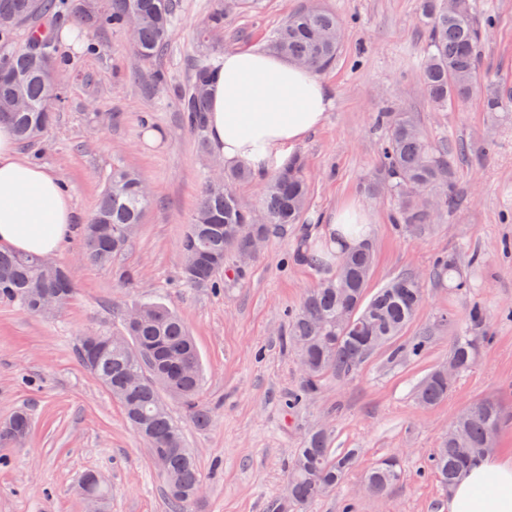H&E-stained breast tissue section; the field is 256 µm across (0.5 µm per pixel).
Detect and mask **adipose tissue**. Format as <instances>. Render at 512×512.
Here are the masks:
<instances>
[{
	"label": "adipose tissue",
	"mask_w": 512,
	"mask_h": 512,
	"mask_svg": "<svg viewBox=\"0 0 512 512\" xmlns=\"http://www.w3.org/2000/svg\"><path fill=\"white\" fill-rule=\"evenodd\" d=\"M209 91L207 128L215 153L226 166L257 176L279 166L286 148L318 128L330 103L314 70L251 50L225 53ZM73 222L71 198L57 176L22 155L11 126L0 123V246L55 254ZM372 222L365 206L351 203L331 211L320 233L340 256L370 240ZM448 512H512V461L478 457L449 491Z\"/></svg>",
	"instance_id": "1"
}]
</instances>
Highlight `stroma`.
<instances>
[{"label": "stroma", "instance_id": "obj_1", "mask_svg": "<svg viewBox=\"0 0 512 512\" xmlns=\"http://www.w3.org/2000/svg\"><path fill=\"white\" fill-rule=\"evenodd\" d=\"M421 0H262L232 11L224 33L197 39L212 0H176L172 34L155 59L139 57L124 30H80L70 12L39 24L65 59L57 71L65 102L50 128L21 150L50 169L87 223L113 167L141 174L150 195L130 248L112 266L83 261L72 234L55 263L68 267L74 295L58 315L28 313L0 302V419L24 408L31 437L0 446V512H87L84 475L99 474L103 512H169L165 483L146 442L119 403L79 363L87 333L120 330L125 312L159 300L183 317L203 368L200 399L212 410L209 427L186 426L202 491L191 512H278L288 494V464L312 431L329 432L336 452L353 448L358 462L336 489L297 512H447L448 492L426 465L456 417L482 399L499 402L506 419L493 450L512 458V119L491 118L482 90L439 110L421 81L425 36ZM495 25L482 46L481 77L512 92V0H479ZM336 14L343 35L336 60L320 77L332 105L320 128L294 146L306 165L309 199L303 220L268 240L220 290L193 288L181 277L180 239L202 186L219 171L206 131L187 127L178 96L202 57L222 63L225 52L266 49L267 36L295 11ZM98 51H89V43ZM163 83H155V74ZM411 113L429 140L463 143L456 158L459 203L433 217L424 231L396 225V196L364 189L383 144L375 117L385 106ZM161 136L147 143L142 134ZM357 202L375 219L369 287L414 275L424 299L402 335L430 339L424 358L391 362L371 356L352 377H328L304 405L287 406L302 378L298 353L285 347L288 314L331 274L333 261L313 268L298 258L306 231L338 205ZM479 265H471L472 257ZM454 259L468 287L439 283V260ZM486 320L476 363L459 373L446 400L426 408L415 398L421 380L448 361L453 336L473 306ZM452 316L443 323L442 315ZM395 456L401 477L383 497L366 489L368 470Z\"/></svg>", "mask_w": 512, "mask_h": 512}]
</instances>
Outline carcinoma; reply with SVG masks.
I'll use <instances>...</instances> for the list:
<instances>
[{
	"mask_svg": "<svg viewBox=\"0 0 512 512\" xmlns=\"http://www.w3.org/2000/svg\"><path fill=\"white\" fill-rule=\"evenodd\" d=\"M260 0H216L202 37L224 30L228 14L238 6L255 9ZM60 9L58 0H0V41L10 40L15 30L36 23ZM75 17L92 29L120 30L130 16L139 20L138 55L155 57L166 45L172 30L175 0H73ZM425 21L427 55L421 79L434 107L444 109L467 100L475 89L481 65L483 30L492 19L478 9V0H421ZM342 24L336 15L318 10L291 14L268 36V47L277 54L315 70L328 68L336 58ZM60 64L57 47L34 28L28 43L0 59V122L8 123L15 136L31 142L48 129L51 109L64 102V92L54 90L43 73L42 59ZM217 66L201 60L194 70L192 89L180 98L184 123L200 130L206 125L208 87ZM20 75L19 81L11 76ZM485 111L493 116L512 111V97L491 87L484 98ZM385 138L368 189H386L399 198L395 223L421 228L431 214L446 209L453 200L454 181L450 159L454 146L444 140H427L407 112L386 108L376 115ZM245 168H227L219 181L207 183L201 192L192 223L181 237L182 278L197 288H214L229 267L231 256L250 251L254 239L284 235L301 223L307 207L309 186L302 162L295 159L268 180L257 211L265 223H253L254 211L241 202L236 186L249 181ZM143 179L125 167L112 168L88 224L82 245L88 261L110 266L130 245L141 223L147 196ZM374 250L366 243L345 254L336 272L322 279L304 296L291 315L286 343L299 355L303 371L296 404L312 398L328 376L351 378L378 351L388 352L392 362L417 358L426 340L409 345L396 340L415 316L423 298V283L412 275L394 278L368 294ZM438 277L449 276L453 287L466 284L458 267L448 261L437 264ZM42 258L0 249V300L15 303L39 314L40 290L48 285ZM64 309L74 292L73 276L61 270L56 280ZM469 324L455 337L448 356L457 371L471 368L480 350L472 335L484 321L474 307ZM77 356L81 365L117 400L126 421L148 443L153 461L167 484L170 512H187L197 500L201 474L184 439V428L160 407L174 398L189 423L205 428L211 412L199 399L202 381L200 355L181 318L159 301L144 302L128 312L117 333L93 332L80 338ZM448 379L430 372L417 388L424 406H435L448 397ZM503 424V413L492 399L476 402L457 418L441 449L430 459V469L440 483L451 488L461 470L475 457L489 451L487 436ZM32 431V420L17 411L0 422V442H20ZM330 435L313 432L297 449L289 465L288 501L281 509L307 505L335 488L357 462L349 449L335 454ZM400 462L389 457L367 473L370 491L389 493L399 481Z\"/></svg>",
	"mask_w": 512,
	"mask_h": 512,
	"instance_id": "cac0c4a2",
	"label": "carcinoma"
}]
</instances>
